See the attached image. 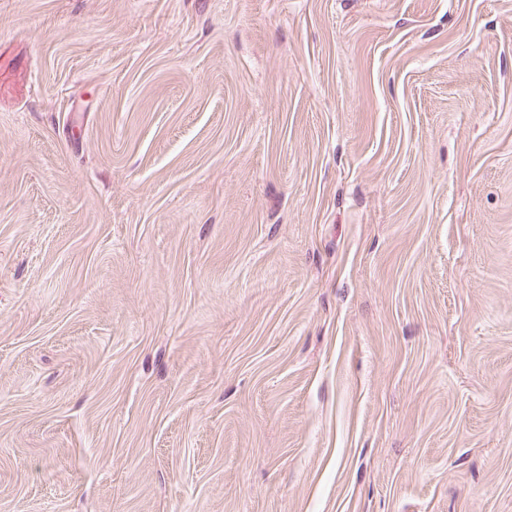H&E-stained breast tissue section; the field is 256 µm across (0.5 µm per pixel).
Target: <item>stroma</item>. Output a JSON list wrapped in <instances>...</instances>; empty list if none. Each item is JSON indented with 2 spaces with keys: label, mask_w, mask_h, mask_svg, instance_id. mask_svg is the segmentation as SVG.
<instances>
[{
  "label": "stroma",
  "mask_w": 512,
  "mask_h": 512,
  "mask_svg": "<svg viewBox=\"0 0 512 512\" xmlns=\"http://www.w3.org/2000/svg\"><path fill=\"white\" fill-rule=\"evenodd\" d=\"M0 512H512V0H0Z\"/></svg>",
  "instance_id": "1"
}]
</instances>
